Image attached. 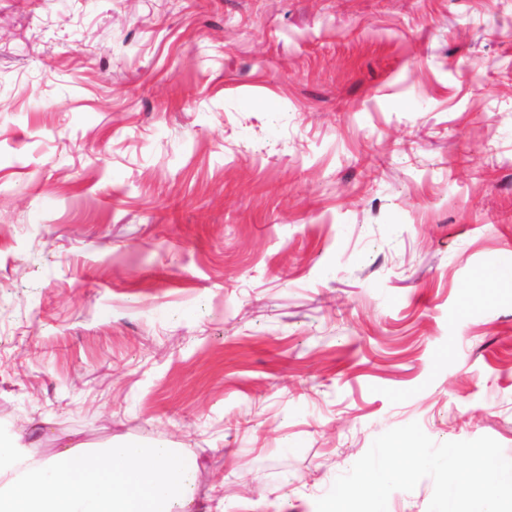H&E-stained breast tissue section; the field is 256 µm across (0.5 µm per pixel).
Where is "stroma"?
Returning <instances> with one entry per match:
<instances>
[{"label":"stroma","mask_w":512,"mask_h":512,"mask_svg":"<svg viewBox=\"0 0 512 512\" xmlns=\"http://www.w3.org/2000/svg\"><path fill=\"white\" fill-rule=\"evenodd\" d=\"M0 426L316 512L384 432L512 458V0H0Z\"/></svg>","instance_id":"35a3bbf8"}]
</instances>
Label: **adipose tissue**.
Returning a JSON list of instances; mask_svg holds the SVG:
<instances>
[{
	"label": "adipose tissue",
	"instance_id": "1",
	"mask_svg": "<svg viewBox=\"0 0 512 512\" xmlns=\"http://www.w3.org/2000/svg\"><path fill=\"white\" fill-rule=\"evenodd\" d=\"M200 468L160 442L34 455L0 428V512H196Z\"/></svg>",
	"mask_w": 512,
	"mask_h": 512
}]
</instances>
